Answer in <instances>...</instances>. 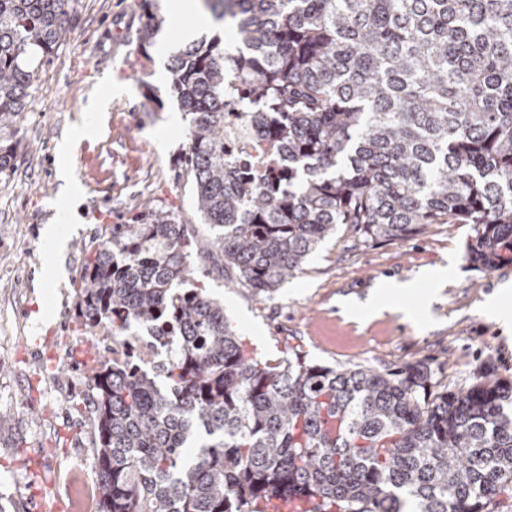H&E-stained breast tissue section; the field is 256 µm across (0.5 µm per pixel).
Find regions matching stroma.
Returning a JSON list of instances; mask_svg holds the SVG:
<instances>
[{
  "label": "stroma",
  "mask_w": 512,
  "mask_h": 512,
  "mask_svg": "<svg viewBox=\"0 0 512 512\" xmlns=\"http://www.w3.org/2000/svg\"><path fill=\"white\" fill-rule=\"evenodd\" d=\"M178 2L163 0L170 22L143 46L141 0H71L66 34L42 58L18 117L12 160L0 173V512H33L42 499L68 512L72 481H97L85 370L103 347L83 333L78 288L110 226L152 202L209 232L178 178L188 123L167 64L179 31L194 21ZM82 128L90 134L69 160L80 187L73 197L62 189L58 150ZM48 224L66 238L63 253L44 238ZM472 235L467 224H434L408 240L359 244L342 228L272 296L197 260L186 285L223 301L232 330L263 359L292 346L331 367L423 363L459 390L484 372L512 380V322L490 312L512 287V263L474 262ZM393 281L412 287L387 291ZM375 292L376 313L363 311Z\"/></svg>",
  "instance_id": "stroma-1"
}]
</instances>
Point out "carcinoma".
<instances>
[{
	"instance_id": "obj_1",
	"label": "carcinoma",
	"mask_w": 512,
	"mask_h": 512,
	"mask_svg": "<svg viewBox=\"0 0 512 512\" xmlns=\"http://www.w3.org/2000/svg\"><path fill=\"white\" fill-rule=\"evenodd\" d=\"M231 39L189 44L170 71L184 177L207 237L147 205L84 269V334L176 346L153 369L104 354L90 379L98 512H484L512 493V381L431 392L423 364L328 367L246 349L224 304L183 288L199 258L270 296L346 225L363 243L470 224L471 254L512 263V0H204ZM68 0H0V172ZM141 45L167 23L141 0ZM245 93L273 144L254 177L224 157Z\"/></svg>"
}]
</instances>
